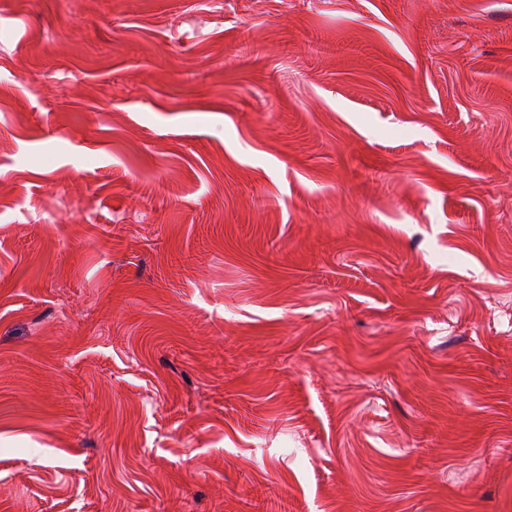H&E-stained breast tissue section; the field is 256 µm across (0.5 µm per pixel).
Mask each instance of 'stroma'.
Listing matches in <instances>:
<instances>
[{
    "mask_svg": "<svg viewBox=\"0 0 512 512\" xmlns=\"http://www.w3.org/2000/svg\"><path fill=\"white\" fill-rule=\"evenodd\" d=\"M0 512H512V0H0Z\"/></svg>",
    "mask_w": 512,
    "mask_h": 512,
    "instance_id": "stroma-1",
    "label": "stroma"
}]
</instances>
